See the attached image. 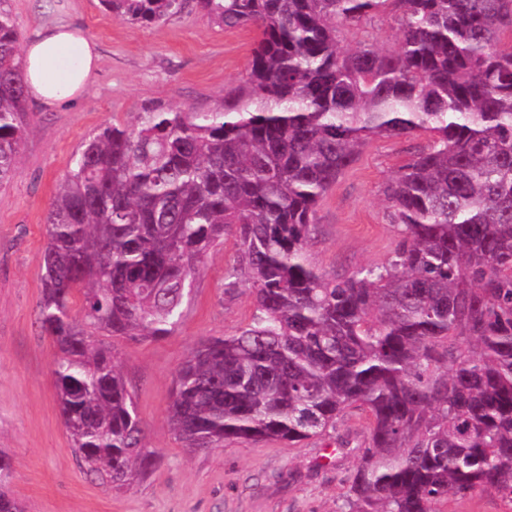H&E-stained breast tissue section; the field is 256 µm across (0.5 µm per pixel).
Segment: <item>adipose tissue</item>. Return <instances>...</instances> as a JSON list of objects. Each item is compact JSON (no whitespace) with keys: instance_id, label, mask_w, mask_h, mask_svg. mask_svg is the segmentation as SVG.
Masks as SVG:
<instances>
[{"instance_id":"obj_1","label":"adipose tissue","mask_w":512,"mask_h":512,"mask_svg":"<svg viewBox=\"0 0 512 512\" xmlns=\"http://www.w3.org/2000/svg\"><path fill=\"white\" fill-rule=\"evenodd\" d=\"M23 56L28 96L45 111L77 103L100 60L96 43L71 23L40 27L25 44Z\"/></svg>"}]
</instances>
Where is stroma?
Returning a JSON list of instances; mask_svg holds the SVG:
<instances>
[{
    "instance_id": "obj_1",
    "label": "stroma",
    "mask_w": 512,
    "mask_h": 512,
    "mask_svg": "<svg viewBox=\"0 0 512 512\" xmlns=\"http://www.w3.org/2000/svg\"><path fill=\"white\" fill-rule=\"evenodd\" d=\"M22 37L43 24L73 21L100 47L95 82L82 100L55 112L28 105L29 133L18 169L0 188V452L14 465L9 486L24 512H337L347 474L367 434L359 411L335 429L291 447L227 441L184 448L166 416L176 369L203 339L248 323V290H224L232 240L205 257L183 322L156 341L113 339V353L145 428L154 466L122 490L80 466L60 416L52 377L57 350L39 319V257L45 219L78 146L107 123L132 121L151 104L207 111L246 75L254 34L224 30L188 8L166 22L120 21L99 0H5ZM428 134L368 143L317 207L312 263L330 275L384 262L398 241L383 187Z\"/></svg>"
}]
</instances>
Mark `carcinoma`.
Instances as JSON below:
<instances>
[{
  "label": "carcinoma",
  "mask_w": 512,
  "mask_h": 512,
  "mask_svg": "<svg viewBox=\"0 0 512 512\" xmlns=\"http://www.w3.org/2000/svg\"><path fill=\"white\" fill-rule=\"evenodd\" d=\"M156 24L195 3L252 27L244 82L208 112L151 106L85 138L46 220L40 322L84 469L120 489L152 465L112 344L172 335L205 256L250 322L178 367L167 417L185 446L296 445L361 411L342 512L512 503V0H100ZM392 50L340 34L380 13ZM20 33L0 7V186L29 123ZM427 133L383 188L388 259L328 275L309 259L319 201L377 138ZM0 453V512H22ZM450 509L456 512H508L506 507L493 493H477L463 501L450 503Z\"/></svg>",
  "instance_id": "1"
}]
</instances>
